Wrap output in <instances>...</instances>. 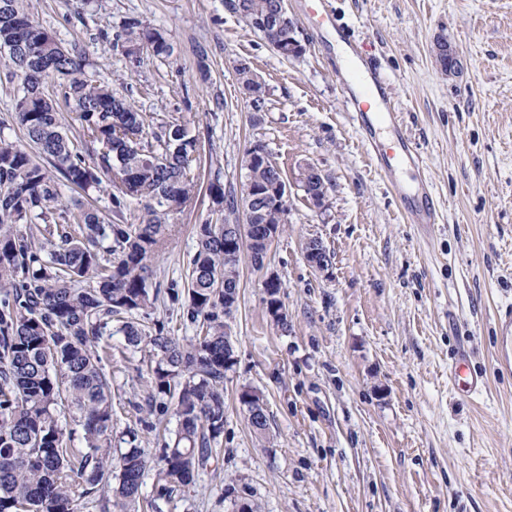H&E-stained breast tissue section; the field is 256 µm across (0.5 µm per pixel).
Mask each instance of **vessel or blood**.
<instances>
[{
	"instance_id": "b4317fda",
	"label": "vessel or blood",
	"mask_w": 512,
	"mask_h": 512,
	"mask_svg": "<svg viewBox=\"0 0 512 512\" xmlns=\"http://www.w3.org/2000/svg\"><path fill=\"white\" fill-rule=\"evenodd\" d=\"M305 4L317 29L336 28L344 43H352L350 31L337 27L336 13L329 0H305ZM350 78L357 130L374 167L383 174L399 199L407 223L425 226L437 223L439 212L435 188L427 177L420 175L421 155L401 128L400 114L392 96L391 77L355 53L351 56ZM403 169L417 171L418 176L413 183L400 179L399 172ZM494 320L498 331L495 368L512 374V304L499 307ZM452 374L462 394L468 397L482 392L488 384L484 375L472 372L469 353L463 347L456 352Z\"/></svg>"
}]
</instances>
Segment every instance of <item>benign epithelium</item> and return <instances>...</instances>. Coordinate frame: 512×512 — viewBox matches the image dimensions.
<instances>
[{
  "instance_id": "1",
  "label": "benign epithelium",
  "mask_w": 512,
  "mask_h": 512,
  "mask_svg": "<svg viewBox=\"0 0 512 512\" xmlns=\"http://www.w3.org/2000/svg\"><path fill=\"white\" fill-rule=\"evenodd\" d=\"M279 4L281 9L266 18L253 15L249 9L248 0H225V6L245 21L247 25L265 35L273 36L274 45L280 53L297 56L303 51L302 43L298 37L299 31L290 23L285 0H279ZM436 57L448 63V71L450 72L458 67L459 61L455 50L445 42L436 45ZM296 183L313 206L321 208L325 205L327 187L317 168L309 163L302 165ZM262 197L270 206L287 205L288 184L285 178L282 177L272 183L269 190L264 193H260L253 188L249 180H243L239 186V193L236 194L237 206L235 210H224V231L228 232V237L234 236L239 239L240 254L242 255L250 254V250H248L250 236L263 237L270 245L278 236V232L274 230L273 225L252 223L255 215L253 203ZM306 255L311 263L321 269L329 265V254L318 238H311L307 241ZM241 402L247 408L249 419L260 423L264 421L265 410L262 409L258 394L252 391L244 393Z\"/></svg>"
}]
</instances>
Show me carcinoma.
Segmentation results:
<instances>
[{
	"mask_svg": "<svg viewBox=\"0 0 512 512\" xmlns=\"http://www.w3.org/2000/svg\"><path fill=\"white\" fill-rule=\"evenodd\" d=\"M126 56L173 55L166 35L139 20L113 35ZM6 76L22 77L15 120L35 152L0 138V512H136L149 458L138 434L114 456L112 376L98 350L121 322L127 343L147 353L149 412L173 411L177 428L156 449L160 465L148 502H171L207 468L224 434V293L236 300L240 248L224 249V225L205 218L185 288L196 340L184 344L159 324L132 316L151 305L150 258L164 246L169 213L194 191L186 170L198 139L177 121L154 123L111 84L88 73L86 51L60 49L35 19L32 0H0ZM52 83L87 136L65 132ZM254 186L271 169L245 154ZM113 187L116 220L61 188ZM144 203L128 222V203ZM255 224H285L288 208L261 204ZM16 224H36L18 235Z\"/></svg>",
	"mask_w": 512,
	"mask_h": 512,
	"instance_id": "cac0c4a2",
	"label": "carcinoma"
}]
</instances>
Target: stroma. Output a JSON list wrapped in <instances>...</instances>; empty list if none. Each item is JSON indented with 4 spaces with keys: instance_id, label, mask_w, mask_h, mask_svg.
Listing matches in <instances>:
<instances>
[{
    "instance_id": "stroma-1",
    "label": "stroma",
    "mask_w": 512,
    "mask_h": 512,
    "mask_svg": "<svg viewBox=\"0 0 512 512\" xmlns=\"http://www.w3.org/2000/svg\"><path fill=\"white\" fill-rule=\"evenodd\" d=\"M303 0H287L305 51L284 58L224 0H33L36 20L92 72L155 122H185L202 146L191 204L171 215L152 259L147 313L181 342L196 328L173 291L184 288L203 218L224 221L213 176L239 187L248 149L263 146L288 184V222L263 269L242 257L231 320L234 365L224 378L217 461L162 512H231L246 485L261 512H512V376L493 369L494 314L512 304V0H332L340 23L395 80L401 122L442 206L433 228L404 223L351 118L336 39ZM165 33L168 60L130 64L113 36L130 20ZM457 52L445 72L437 41ZM265 86L253 107L237 65ZM308 162L328 187L313 207L296 185ZM319 238L327 270L306 258ZM279 278V327L264 281ZM114 435L150 394L140 350L114 335ZM488 377L459 398L458 345ZM258 392L268 419L256 434L240 402Z\"/></svg>"
}]
</instances>
